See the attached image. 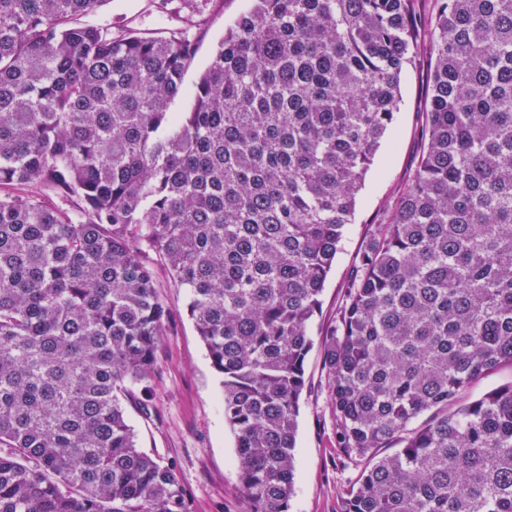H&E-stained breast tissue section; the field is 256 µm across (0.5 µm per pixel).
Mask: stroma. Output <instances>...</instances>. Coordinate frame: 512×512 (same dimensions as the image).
I'll return each instance as SVG.
<instances>
[{"mask_svg": "<svg viewBox=\"0 0 512 512\" xmlns=\"http://www.w3.org/2000/svg\"><path fill=\"white\" fill-rule=\"evenodd\" d=\"M252 0H105L88 25L132 28L155 34L180 29L192 20L197 44L181 95L172 111L185 112L195 84L225 29L250 9ZM393 129L368 170L357 201L355 220L341 242L312 323L313 335L335 324L346 302L347 286L374 224L394 205L412 179L423 150L422 125L428 97L427 66L410 70ZM159 297L169 311L166 334L157 351L147 411L137 401L126 404L138 446L145 453L173 461L193 504V512H245L239 492L235 437L224 421L221 377L187 312L186 289L176 287L167 269L155 264ZM307 388L297 431L294 494L289 512H344L347 490L356 483L363 458L340 447L329 380L320 347L305 359Z\"/></svg>", "mask_w": 512, "mask_h": 512, "instance_id": "1", "label": "stroma"}]
</instances>
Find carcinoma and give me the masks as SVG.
I'll use <instances>...</instances> for the list:
<instances>
[{"label":"carcinoma","mask_w":512,"mask_h":512,"mask_svg":"<svg viewBox=\"0 0 512 512\" xmlns=\"http://www.w3.org/2000/svg\"><path fill=\"white\" fill-rule=\"evenodd\" d=\"M102 2L0 0V512H192L124 406L165 336L153 255L247 512H288L310 322L422 56L416 172L320 342L368 458L345 512H512V383L464 400L512 366V0H441L426 40L418 0H254L187 112L188 30L78 24ZM510 382H512V369L508 365H505L476 381L465 395L468 399H477L483 394L502 385H507Z\"/></svg>","instance_id":"carcinoma-1"}]
</instances>
